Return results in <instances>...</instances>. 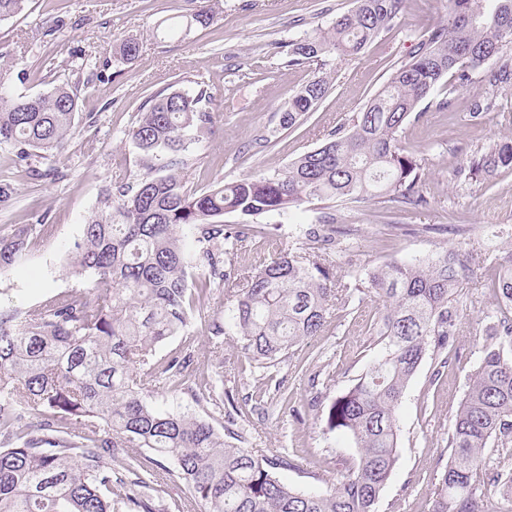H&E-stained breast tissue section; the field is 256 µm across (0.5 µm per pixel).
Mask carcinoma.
<instances>
[{"label":"carcinoma","mask_w":512,"mask_h":512,"mask_svg":"<svg viewBox=\"0 0 512 512\" xmlns=\"http://www.w3.org/2000/svg\"><path fill=\"white\" fill-rule=\"evenodd\" d=\"M406 0H355V7L290 44L288 65L321 62L332 49L357 56L400 23ZM30 0H0V22L24 14ZM512 47V0H448L446 23L428 30L408 61L391 68L383 87L319 147L281 172L216 181L197 192L187 174L196 164L212 114L199 87L157 92L129 137L145 160L130 184H115L84 224L69 257L82 289L59 291L28 306H0V512H380L396 466L398 412L425 357L448 367L459 299L470 263L496 251L483 236L476 256L447 249L425 259L390 261L346 281L336 270V215L310 222L302 251H283L240 276L235 258L252 246L249 217H290L313 201L357 206L379 200L426 203L424 158L406 146L403 127L441 80L473 82L487 61ZM140 52L130 35L124 62ZM79 85L17 98L0 94V145L15 150L34 176L45 155L63 147L78 113ZM323 76L288 101L280 124L293 128L328 95ZM512 169V138L478 150L458 174L492 181ZM242 218L224 223V216ZM45 224L0 234V274L28 258ZM500 317L484 329L482 357L448 426V463L435 477L431 512H505L512 504V253L493 267ZM224 292V317L203 316L205 301ZM383 303L366 331L369 361L327 406L329 430L350 438L326 489L300 488L278 471L294 467L277 450L255 454L238 445V410L216 428L209 416L165 409L157 388L180 391L198 407L233 398L217 382H191L197 324L214 348L237 336L257 367L277 368L295 347L321 335L335 308L354 295ZM182 345L166 353L175 337ZM121 460V468L112 462ZM183 487L185 502H155L160 477Z\"/></svg>","instance_id":"obj_1"}]
</instances>
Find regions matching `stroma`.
I'll return each instance as SVG.
<instances>
[{
  "mask_svg": "<svg viewBox=\"0 0 512 512\" xmlns=\"http://www.w3.org/2000/svg\"><path fill=\"white\" fill-rule=\"evenodd\" d=\"M202 5L213 13L214 24L166 35L168 25ZM353 6L354 0H31L26 15L0 22V65L8 67L0 90L6 96L43 94L79 81L89 85L63 148L43 162L55 176L31 180L13 149L0 145V177L17 189L14 204L0 210V230L36 223L41 216L49 224L19 271L0 276V304L26 307L61 290L87 287L86 278L72 274L68 253L100 197L141 171V156L127 133L153 93L198 81L211 95L213 127L188 174L189 187L200 191L218 180L269 174L317 148L333 129L349 126L386 82L391 64L407 61L422 35L448 19L446 0H407L401 25L361 55L325 53L321 69L286 66L290 42L328 26ZM62 15L63 27L57 24ZM132 34L141 47L127 63L115 50ZM324 74L332 79L328 97L301 127L281 128L290 96ZM432 98L424 117L401 134L406 145L424 152L422 190L428 203L388 211L374 201L340 207L339 225L349 234L341 239L336 264L347 279L390 260L424 258L449 248L468 252L494 225L502 228L499 254L512 252V171L489 184L456 174L475 151L512 136V84L493 87L478 77L452 91L443 82ZM486 98L492 107L474 113V103ZM441 99L449 108L438 107ZM315 217L311 208L283 220L277 236L240 255L238 267L248 271L280 249L301 247L306 225ZM491 275L484 269L462 291L460 331L442 378L431 382L434 363L427 358L406 390L399 459L383 494L396 512L431 510L434 477L449 456L448 419L467 389L468 374L482 355L483 330L497 310L488 286ZM379 307L367 296L356 311L335 310L322 336L290 351L269 372L248 361L237 337H225L216 353L207 333L195 334L199 373L223 375L222 388L242 414L243 447L288 454L295 467L279 476L289 484L308 485L315 474L319 487H326L336 478L340 456L351 454V442L326 432L307 400L315 390L334 398L361 373L364 326ZM312 355L322 370L314 385L302 372Z\"/></svg>",
  "mask_w": 512,
  "mask_h": 512,
  "instance_id": "obj_1",
  "label": "stroma"
}]
</instances>
